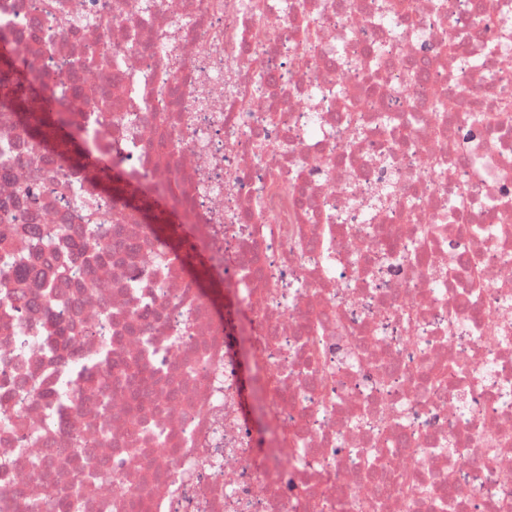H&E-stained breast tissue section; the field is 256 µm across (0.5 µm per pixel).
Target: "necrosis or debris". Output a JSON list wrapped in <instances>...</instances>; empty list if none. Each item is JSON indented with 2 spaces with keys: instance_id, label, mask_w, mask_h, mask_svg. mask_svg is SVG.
<instances>
[{
  "instance_id": "1",
  "label": "necrosis or debris",
  "mask_w": 512,
  "mask_h": 512,
  "mask_svg": "<svg viewBox=\"0 0 512 512\" xmlns=\"http://www.w3.org/2000/svg\"><path fill=\"white\" fill-rule=\"evenodd\" d=\"M251 2L0 0L31 121L54 102L87 151L0 111V236L61 298L0 302V512L76 482L71 512H512V115L470 124L512 93V0L478 27L475 0ZM101 358L151 359V399L87 398Z\"/></svg>"
}]
</instances>
